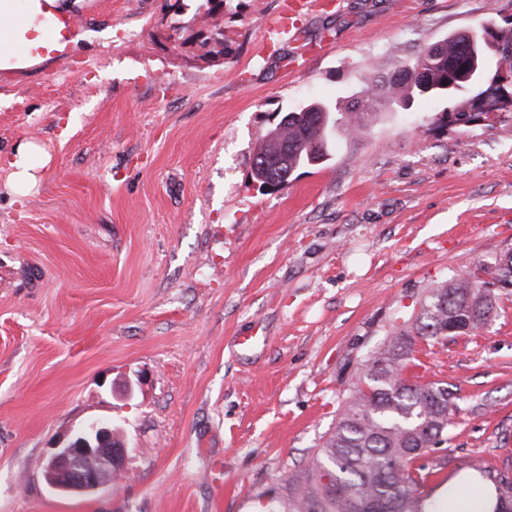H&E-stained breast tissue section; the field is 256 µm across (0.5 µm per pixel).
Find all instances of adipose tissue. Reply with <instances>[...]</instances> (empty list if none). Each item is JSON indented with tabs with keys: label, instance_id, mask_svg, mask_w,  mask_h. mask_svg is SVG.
Masks as SVG:
<instances>
[{
	"label": "adipose tissue",
	"instance_id": "1",
	"mask_svg": "<svg viewBox=\"0 0 512 512\" xmlns=\"http://www.w3.org/2000/svg\"><path fill=\"white\" fill-rule=\"evenodd\" d=\"M62 0H0V67L25 69L39 64V57L29 53L28 34L38 14L66 11ZM496 503L490 488L474 489L471 479L451 483L431 500V512H493Z\"/></svg>",
	"mask_w": 512,
	"mask_h": 512
}]
</instances>
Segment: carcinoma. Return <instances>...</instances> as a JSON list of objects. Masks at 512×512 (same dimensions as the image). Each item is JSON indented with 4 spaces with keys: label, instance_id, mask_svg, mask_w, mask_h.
Here are the masks:
<instances>
[{
    "label": "carcinoma",
    "instance_id": "obj_1",
    "mask_svg": "<svg viewBox=\"0 0 512 512\" xmlns=\"http://www.w3.org/2000/svg\"><path fill=\"white\" fill-rule=\"evenodd\" d=\"M482 69L495 66L500 78L502 58L485 43ZM464 37L454 32L429 44L419 54L363 89L374 95L377 84L406 103L411 82H426L434 93L442 83L468 87ZM335 117L346 136L356 138L367 128L353 118L354 107L329 103L299 112L288 124L276 126L258 146L252 170L273 187L285 186L299 169L331 155V131L323 110ZM489 279L473 273L456 275L432 288L420 301L413 321L395 324L371 357L357 369L356 382L338 409L336 429L312 457L301 461L288 478V493L264 512H429L432 475L419 459L448 442L457 392L444 381L408 376L420 345L433 346L444 337L475 334L497 312L496 288L512 287V250L482 266ZM468 469L490 482L496 512H512V476L482 462Z\"/></svg>",
    "mask_w": 512,
    "mask_h": 512
}]
</instances>
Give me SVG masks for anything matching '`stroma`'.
<instances>
[{
  "mask_svg": "<svg viewBox=\"0 0 512 512\" xmlns=\"http://www.w3.org/2000/svg\"><path fill=\"white\" fill-rule=\"evenodd\" d=\"M161 4L83 0L65 53L0 70V512H257L335 430L396 315L512 248V105L463 130L427 119L456 100L389 104L286 187L251 179L277 113L351 97L512 0H325L294 43L265 25L288 0H226L233 53L197 64L159 49ZM498 306L410 370L460 397L423 459L433 483L474 457L512 469V288ZM255 326L264 343L238 354ZM91 419L123 466L57 495L46 460ZM30 153L29 147H22L16 151L15 160L12 163L14 167L13 189L15 191H24L35 185L37 181L35 166L30 162Z\"/></svg>",
  "mask_w": 512,
  "mask_h": 512,
  "instance_id": "1",
  "label": "stroma"
}]
</instances>
